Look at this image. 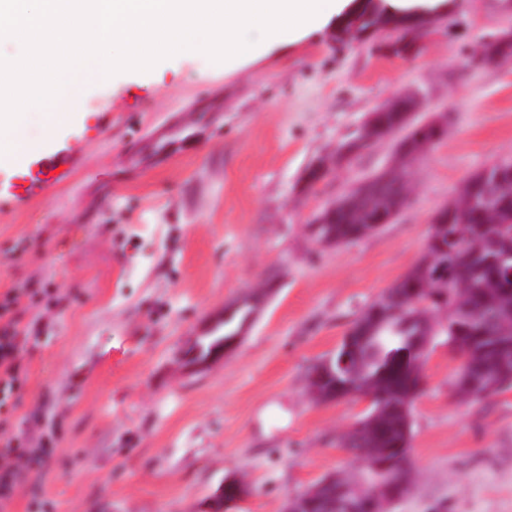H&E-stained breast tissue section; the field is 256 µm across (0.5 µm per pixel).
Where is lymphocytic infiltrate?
<instances>
[{
	"instance_id": "1",
	"label": "lymphocytic infiltrate",
	"mask_w": 512,
	"mask_h": 512,
	"mask_svg": "<svg viewBox=\"0 0 512 512\" xmlns=\"http://www.w3.org/2000/svg\"><path fill=\"white\" fill-rule=\"evenodd\" d=\"M53 306L51 292L28 284L0 293V505L10 503L30 475L48 471L57 461L65 429L52 423L39 437L15 431L14 415L28 374L24 359Z\"/></svg>"
}]
</instances>
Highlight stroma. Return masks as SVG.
<instances>
[{
	"mask_svg": "<svg viewBox=\"0 0 512 512\" xmlns=\"http://www.w3.org/2000/svg\"><path fill=\"white\" fill-rule=\"evenodd\" d=\"M449 4L404 58L380 53L376 36L338 39L331 21L227 73L181 56L88 88L82 119L44 147L80 151L72 178L0 207V292L30 280L81 295L26 355L16 426L49 406L66 438L7 512H26L34 492L54 512H200L230 476L248 491L229 512H283L353 469L336 442L366 405L315 402L310 366L423 257L432 215L463 180L512 158V57H470L512 26V0ZM414 88L450 122L413 167L410 202L359 241L316 246L312 216L381 170L393 142L310 189L307 171ZM19 241L21 260L3 255ZM271 281L236 350L199 370L184 363L202 324ZM459 365L437 337L411 412L415 483L391 512H512V390L459 402ZM336 484V476L331 475L323 482L308 489L302 495L289 499L285 505V512H318L322 489L331 484Z\"/></svg>",
	"mask_w": 512,
	"mask_h": 512,
	"instance_id": "obj_1",
	"label": "stroma"
}]
</instances>
